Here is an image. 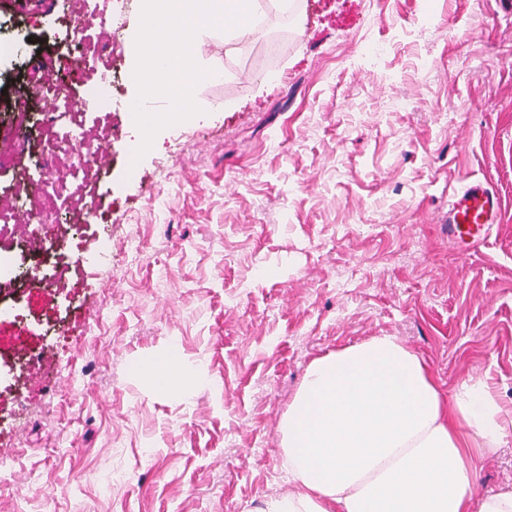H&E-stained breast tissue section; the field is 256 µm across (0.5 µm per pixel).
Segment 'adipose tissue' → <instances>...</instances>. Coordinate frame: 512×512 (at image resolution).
Listing matches in <instances>:
<instances>
[{
    "label": "adipose tissue",
    "mask_w": 512,
    "mask_h": 512,
    "mask_svg": "<svg viewBox=\"0 0 512 512\" xmlns=\"http://www.w3.org/2000/svg\"><path fill=\"white\" fill-rule=\"evenodd\" d=\"M137 369L162 396L189 379L173 352ZM500 413L483 382L447 392L396 337L336 349L309 364L282 421L295 487L268 512H512V490L477 492L508 435Z\"/></svg>",
    "instance_id": "ef3b65f1"
}]
</instances>
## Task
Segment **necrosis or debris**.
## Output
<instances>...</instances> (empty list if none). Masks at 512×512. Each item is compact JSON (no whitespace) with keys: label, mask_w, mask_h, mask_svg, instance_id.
<instances>
[{"label":"necrosis or debris","mask_w":512,"mask_h":512,"mask_svg":"<svg viewBox=\"0 0 512 512\" xmlns=\"http://www.w3.org/2000/svg\"><path fill=\"white\" fill-rule=\"evenodd\" d=\"M139 0H73L69 19L64 25L67 41L79 47L76 68L85 72L88 92L82 106H75L65 85L33 82L32 96L42 111L51 116L40 132L41 148L33 154L24 153L20 143L0 138V168L17 169L27 178L32 194L16 199L13 206H0V265L12 266L16 255L14 242L40 240L53 244L54 235L46 231L56 219L61 194H68L81 222L95 215L96 205L90 193L97 180L96 158L110 138L102 129H94L79 119V111L107 114L112 110L116 83L132 80L133 74L114 67L111 61H98L96 40L121 46L130 19L139 15ZM120 244L124 254L137 256L142 243L136 233L116 230L114 237L104 238L92 260L97 274L102 275L103 287H110L112 246Z\"/></svg>","instance_id":"necrosis-or-debris-1"}]
</instances>
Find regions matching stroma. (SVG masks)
<instances>
[{"mask_svg": "<svg viewBox=\"0 0 512 512\" xmlns=\"http://www.w3.org/2000/svg\"><path fill=\"white\" fill-rule=\"evenodd\" d=\"M292 3L296 17L269 9L247 40L205 38L202 61L223 80L196 87L202 115L160 131L135 179L124 145L138 130L111 112L96 219L54 252H23L39 279L0 273V449L13 458L0 512H263L294 488L281 421L307 366L375 336L398 337L446 391L485 380L512 420V16L498 0ZM68 6L0 0V43L31 40L0 61V137L23 103L20 140L39 148L27 75L44 62L83 99L57 38ZM429 12L432 31L407 38ZM282 31L290 51L255 76L253 55ZM366 40L388 55L362 57ZM163 159L176 180L159 224L146 201ZM470 177L491 183L503 216L462 253L439 218ZM129 220L143 254L113 249L101 288L81 263ZM62 261L75 267L65 287H44ZM99 303L111 312L97 322ZM173 347L195 374L160 396L134 367ZM505 488L512 436L478 485Z\"/></svg>", "mask_w": 512, "mask_h": 512, "instance_id": "obj_1", "label": "stroma"}]
</instances>
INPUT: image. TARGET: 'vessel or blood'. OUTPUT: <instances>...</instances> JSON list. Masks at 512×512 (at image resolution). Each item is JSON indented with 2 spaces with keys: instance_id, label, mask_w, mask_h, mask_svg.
I'll use <instances>...</instances> for the list:
<instances>
[{
  "instance_id": "1",
  "label": "vessel or blood",
  "mask_w": 512,
  "mask_h": 512,
  "mask_svg": "<svg viewBox=\"0 0 512 512\" xmlns=\"http://www.w3.org/2000/svg\"><path fill=\"white\" fill-rule=\"evenodd\" d=\"M501 199L487 180L472 178L448 194V208L441 221L448 226V238L460 250L482 245L499 223Z\"/></svg>"
}]
</instances>
